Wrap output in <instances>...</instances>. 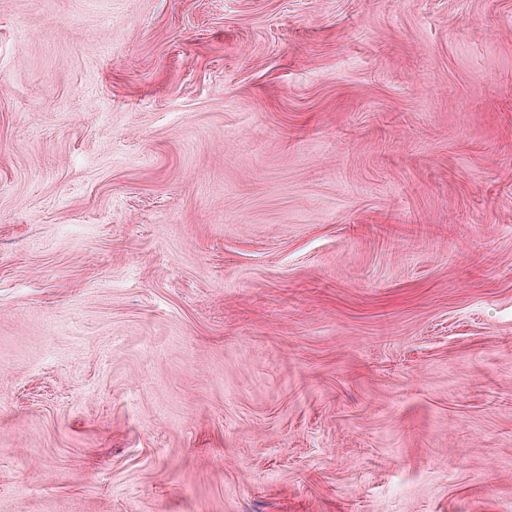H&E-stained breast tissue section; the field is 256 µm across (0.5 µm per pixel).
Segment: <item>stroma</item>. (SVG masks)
<instances>
[{
    "label": "stroma",
    "mask_w": 512,
    "mask_h": 512,
    "mask_svg": "<svg viewBox=\"0 0 512 512\" xmlns=\"http://www.w3.org/2000/svg\"><path fill=\"white\" fill-rule=\"evenodd\" d=\"M0 512H512V0H0Z\"/></svg>",
    "instance_id": "stroma-1"
}]
</instances>
